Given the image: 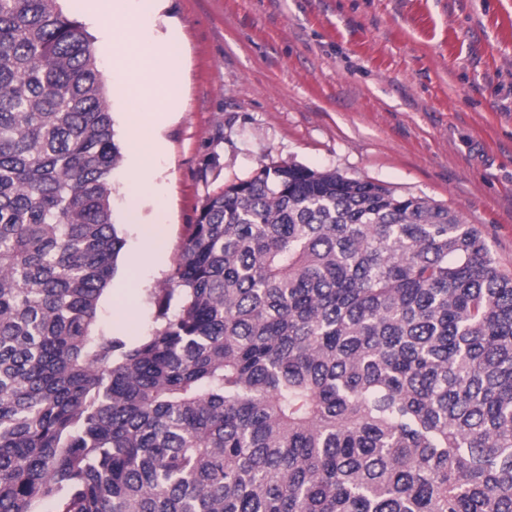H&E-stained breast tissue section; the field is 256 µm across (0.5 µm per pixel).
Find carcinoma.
I'll list each match as a JSON object with an SVG mask.
<instances>
[{
	"label": "carcinoma",
	"instance_id": "obj_1",
	"mask_svg": "<svg viewBox=\"0 0 512 512\" xmlns=\"http://www.w3.org/2000/svg\"><path fill=\"white\" fill-rule=\"evenodd\" d=\"M120 161L82 25L0 0V512H512V277L474 225L266 164L132 344L98 325Z\"/></svg>",
	"mask_w": 512,
	"mask_h": 512
}]
</instances>
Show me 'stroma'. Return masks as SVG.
<instances>
[{
	"label": "stroma",
	"mask_w": 512,
	"mask_h": 512,
	"mask_svg": "<svg viewBox=\"0 0 512 512\" xmlns=\"http://www.w3.org/2000/svg\"><path fill=\"white\" fill-rule=\"evenodd\" d=\"M58 5L93 41L124 144L128 84L112 72L106 28L74 0ZM172 31L182 42L181 109L161 132L158 192L140 200L143 218L162 205L167 222L157 260L129 271L143 227L119 165L112 210L125 245L99 305L101 328L132 274L145 295L130 312L131 338L147 335L151 293L206 198L271 162L448 206L512 276V0H164L137 34L147 49Z\"/></svg>",
	"instance_id": "35a3bbf8"
}]
</instances>
